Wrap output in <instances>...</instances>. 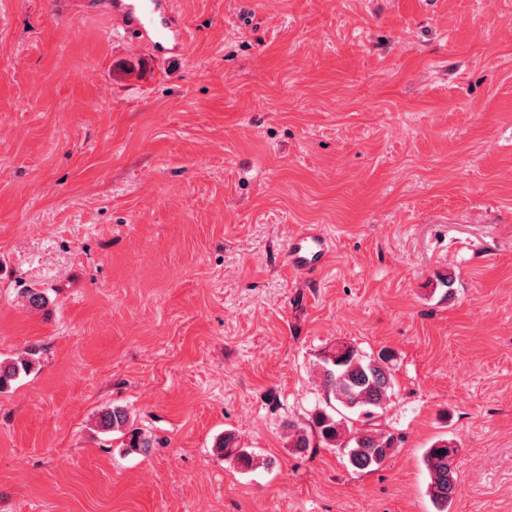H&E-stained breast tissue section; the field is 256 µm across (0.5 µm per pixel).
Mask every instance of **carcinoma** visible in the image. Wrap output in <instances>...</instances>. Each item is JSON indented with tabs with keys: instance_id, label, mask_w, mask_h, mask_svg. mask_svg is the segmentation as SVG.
Here are the masks:
<instances>
[{
	"instance_id": "obj_1",
	"label": "carcinoma",
	"mask_w": 512,
	"mask_h": 512,
	"mask_svg": "<svg viewBox=\"0 0 512 512\" xmlns=\"http://www.w3.org/2000/svg\"><path fill=\"white\" fill-rule=\"evenodd\" d=\"M392 354L382 351L375 358H368L357 348L342 345L337 351L323 358L320 380L325 407L312 416L308 427L288 425L294 431L292 447L298 451L325 446L343 450L349 464L359 471L380 468L397 448V438L375 428L373 422L388 398L393 385ZM32 362L0 361V390L26 372ZM362 426L350 429V424ZM104 432H118L125 439V447L146 453L154 442L142 431L129 426L128 412L122 407L106 408L97 417ZM218 448L224 456L231 457L240 468L253 467V456L235 446L233 437L220 438ZM457 453L453 442L439 439L424 454V463L430 476L429 495L436 512H448L455 491L456 474L450 468L449 457Z\"/></svg>"
}]
</instances>
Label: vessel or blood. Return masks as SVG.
<instances>
[{
	"instance_id": "vessel-or-blood-1",
	"label": "vessel or blood",
	"mask_w": 512,
	"mask_h": 512,
	"mask_svg": "<svg viewBox=\"0 0 512 512\" xmlns=\"http://www.w3.org/2000/svg\"><path fill=\"white\" fill-rule=\"evenodd\" d=\"M112 23L114 28L136 31L141 39L157 48L169 39L183 43L189 37L187 27L174 25L171 15L157 14L154 0H112ZM328 252L324 235L298 233L288 241V266L298 272L317 269L325 263Z\"/></svg>"
}]
</instances>
